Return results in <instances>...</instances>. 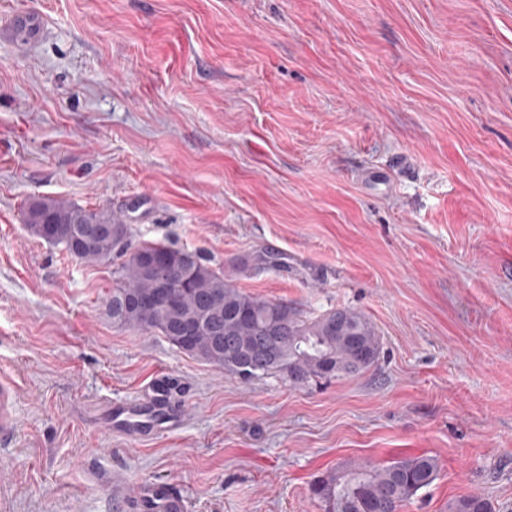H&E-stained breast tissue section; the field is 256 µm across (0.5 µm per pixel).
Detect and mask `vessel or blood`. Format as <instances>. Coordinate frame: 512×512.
<instances>
[{"label":"vessel or blood","mask_w":512,"mask_h":512,"mask_svg":"<svg viewBox=\"0 0 512 512\" xmlns=\"http://www.w3.org/2000/svg\"><path fill=\"white\" fill-rule=\"evenodd\" d=\"M43 28L44 23L39 15L18 13L12 17L8 31L19 40L31 42ZM170 394L169 380L156 379L145 397H134L108 407L106 420L115 433L140 441L175 430L180 425V419L168 406ZM16 410L14 384L0 380V439L14 435L17 427ZM142 496L151 500L158 512H190L188 501L169 489L149 486L144 488Z\"/></svg>","instance_id":"obj_1"}]
</instances>
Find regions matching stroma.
<instances>
[{"label":"stroma","mask_w":512,"mask_h":512,"mask_svg":"<svg viewBox=\"0 0 512 512\" xmlns=\"http://www.w3.org/2000/svg\"><path fill=\"white\" fill-rule=\"evenodd\" d=\"M0 442L9 512H321L318 477L431 455L403 512H512V0H0ZM111 207L134 241L242 291L363 312L378 361L243 380L112 322L115 265L31 237L27 201ZM256 252L283 267L238 271ZM184 422L134 442L94 413L159 377ZM43 28L44 23L39 15L17 13L12 17L7 31L21 41L32 42L43 32ZM15 385L0 380V439L14 435L17 427ZM160 486V485H159ZM159 486H149L143 489L142 498L152 501L153 507L159 512H189L188 501L181 495L172 493L169 489Z\"/></svg>","instance_id":"stroma-1"}]
</instances>
